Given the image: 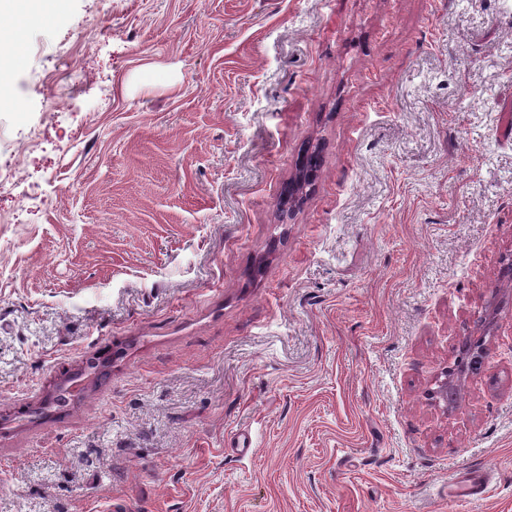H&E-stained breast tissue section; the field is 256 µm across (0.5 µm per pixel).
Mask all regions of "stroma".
<instances>
[{"label":"stroma","instance_id":"35a3bbf8","mask_svg":"<svg viewBox=\"0 0 512 512\" xmlns=\"http://www.w3.org/2000/svg\"><path fill=\"white\" fill-rule=\"evenodd\" d=\"M0 29V512H512V0ZM464 367L461 366L457 372H449L446 370L436 380V388L431 390V396L438 402H443L446 406L448 404V387H457L461 379ZM468 496L483 497L489 492V482L479 470H473L454 478L448 490Z\"/></svg>","mask_w":512,"mask_h":512}]
</instances>
